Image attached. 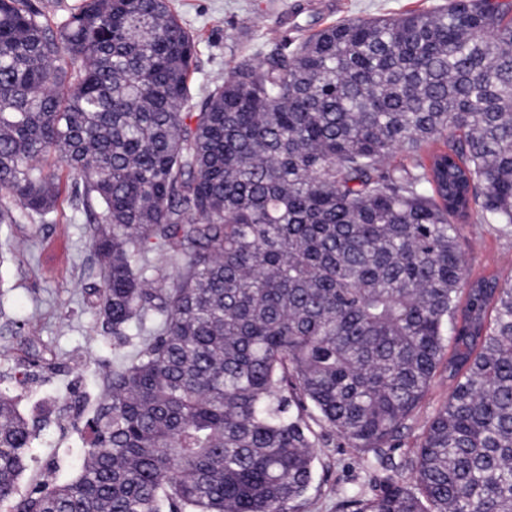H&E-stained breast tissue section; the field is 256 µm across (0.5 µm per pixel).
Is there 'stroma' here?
<instances>
[{
  "label": "stroma",
  "mask_w": 512,
  "mask_h": 512,
  "mask_svg": "<svg viewBox=\"0 0 512 512\" xmlns=\"http://www.w3.org/2000/svg\"><path fill=\"white\" fill-rule=\"evenodd\" d=\"M443 0H170L173 13L195 39L194 103L231 58L254 51L269 31L301 42L344 19L391 17L427 11ZM57 210L38 237L30 227L0 226V390L15 396L33 431L32 459L19 483L29 492L41 476L64 481L83 462L88 434L71 422L94 397L102 379L97 360L111 359L112 336L91 310L85 290L98 280L85 216L74 187L63 178ZM467 259L475 270L512 276V234L481 224L464 231ZM452 383L438 372L433 386L390 451L395 467L410 475L413 448L448 398ZM314 472L296 512H338L339 489L372 497L387 471L347 447L329 427L311 422Z\"/></svg>",
  "instance_id": "1"
}]
</instances>
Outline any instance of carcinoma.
Listing matches in <instances>:
<instances>
[{
  "instance_id": "1",
  "label": "carcinoma",
  "mask_w": 512,
  "mask_h": 512,
  "mask_svg": "<svg viewBox=\"0 0 512 512\" xmlns=\"http://www.w3.org/2000/svg\"><path fill=\"white\" fill-rule=\"evenodd\" d=\"M268 41L193 112L168 0H0V224L56 210L55 156L95 314L138 345L65 482L18 494L33 434L0 391L10 512H294L308 411L384 465L445 356L411 476L342 512H512V279L462 249L470 224L512 233V0Z\"/></svg>"
}]
</instances>
